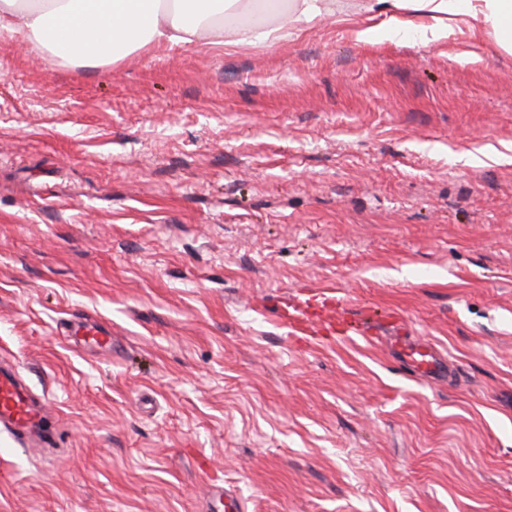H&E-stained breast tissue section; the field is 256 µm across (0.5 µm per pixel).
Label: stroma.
<instances>
[{"label":"stroma","mask_w":512,"mask_h":512,"mask_svg":"<svg viewBox=\"0 0 512 512\" xmlns=\"http://www.w3.org/2000/svg\"><path fill=\"white\" fill-rule=\"evenodd\" d=\"M104 66L0 39V512H512V51L458 25ZM332 285L449 363L288 334ZM110 323L72 349L63 325ZM387 327L396 330L391 336L390 346L398 353L403 362L416 376L430 380L448 377V365L440 360L437 351L428 344L410 342L406 336H399L405 322L399 313L392 312L386 317ZM65 335L77 347L92 350L112 349V329L94 320L71 323ZM51 414L40 407L20 379L0 371V431L15 443L28 444L34 436H47Z\"/></svg>","instance_id":"obj_1"}]
</instances>
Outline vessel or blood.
<instances>
[{
    "label": "vessel or blood",
    "mask_w": 512,
    "mask_h": 512,
    "mask_svg": "<svg viewBox=\"0 0 512 512\" xmlns=\"http://www.w3.org/2000/svg\"><path fill=\"white\" fill-rule=\"evenodd\" d=\"M279 319L292 334L325 332L346 333L354 328L348 308L341 305L334 288L316 287L294 300H281ZM387 325L395 329L391 348L418 377L441 380L448 376V366L428 344H417L403 337L405 322L399 313L386 317ZM67 336L75 346L99 350L112 346L110 328L94 321L71 323ZM51 415L40 407L20 379L13 373L0 371V431L15 443L26 444L36 436H47Z\"/></svg>",
    "instance_id": "vessel-or-blood-1"
}]
</instances>
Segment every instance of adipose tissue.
<instances>
[{
	"mask_svg": "<svg viewBox=\"0 0 512 512\" xmlns=\"http://www.w3.org/2000/svg\"><path fill=\"white\" fill-rule=\"evenodd\" d=\"M262 0H0V36L43 41L52 54L89 64H110L129 53L167 44L242 46L282 38L284 26L310 30L335 15L338 0H275L266 26L249 21ZM364 15L358 40L377 31L396 36L412 26L434 38L453 26L492 30L512 49V0H351Z\"/></svg>",
	"mask_w": 512,
	"mask_h": 512,
	"instance_id": "adipose-tissue-1",
	"label": "adipose tissue"
}]
</instances>
